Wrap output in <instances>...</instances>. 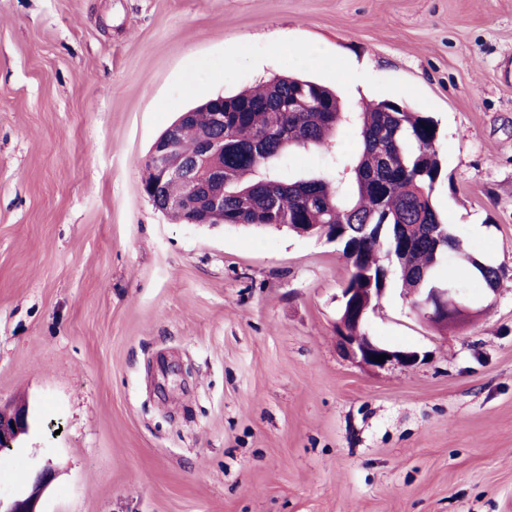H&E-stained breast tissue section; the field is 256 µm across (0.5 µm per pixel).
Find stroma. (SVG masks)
Here are the masks:
<instances>
[{"label":"stroma","instance_id":"35a3bbf8","mask_svg":"<svg viewBox=\"0 0 512 512\" xmlns=\"http://www.w3.org/2000/svg\"><path fill=\"white\" fill-rule=\"evenodd\" d=\"M509 54L512 0H0V497L47 468L38 512H512ZM297 71L433 117V201L504 269L445 334L387 280L366 331L414 366L339 351L336 244L142 192L179 113ZM11 422H14V427H10ZM27 429V410L24 405L11 410L0 408V456L12 451L19 436Z\"/></svg>","mask_w":512,"mask_h":512}]
</instances>
